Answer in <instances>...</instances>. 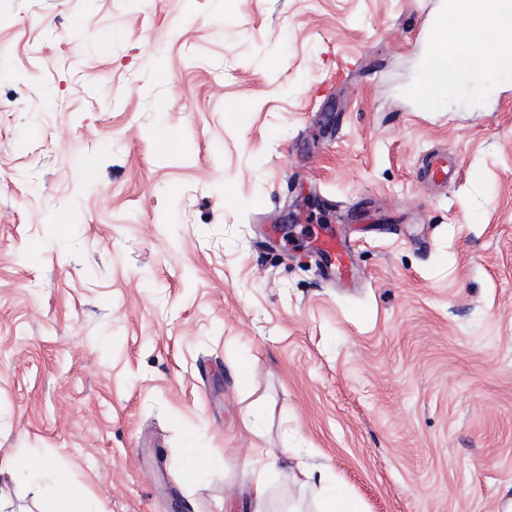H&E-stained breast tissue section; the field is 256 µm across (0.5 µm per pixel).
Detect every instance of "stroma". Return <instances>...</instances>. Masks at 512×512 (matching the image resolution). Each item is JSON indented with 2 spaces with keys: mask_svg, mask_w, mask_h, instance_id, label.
Masks as SVG:
<instances>
[{
  "mask_svg": "<svg viewBox=\"0 0 512 512\" xmlns=\"http://www.w3.org/2000/svg\"><path fill=\"white\" fill-rule=\"evenodd\" d=\"M444 2L0 0V455L48 473L0 512L56 479L252 512L256 445L298 454L273 512H314L321 474L363 512H504L512 73L426 99ZM457 175V160L448 152L435 151L423 161L422 178L427 182L445 184ZM317 251L324 255L329 262L334 263L340 274H349L350 257L348 250L337 240L324 239Z\"/></svg>",
  "mask_w": 512,
  "mask_h": 512,
  "instance_id": "stroma-1",
  "label": "stroma"
}]
</instances>
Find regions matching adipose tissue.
<instances>
[{
  "mask_svg": "<svg viewBox=\"0 0 512 512\" xmlns=\"http://www.w3.org/2000/svg\"><path fill=\"white\" fill-rule=\"evenodd\" d=\"M468 11L460 26L449 29L443 52L437 61L447 79L455 74L448 66L458 50L473 53L478 60L477 71L488 75L490 71H503V55L512 53V23H506V11L500 0H467Z\"/></svg>",
  "mask_w": 512,
  "mask_h": 512,
  "instance_id": "1",
  "label": "adipose tissue"
}]
</instances>
